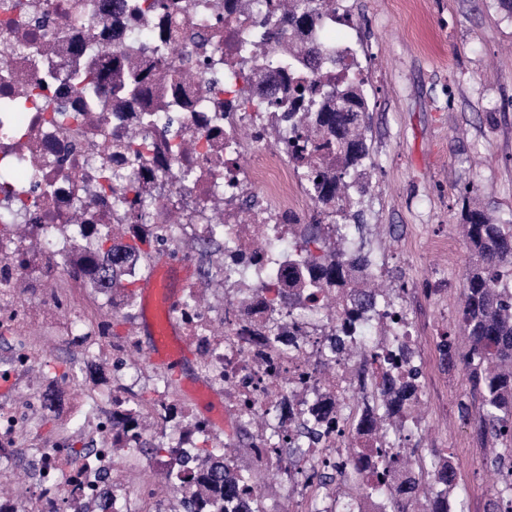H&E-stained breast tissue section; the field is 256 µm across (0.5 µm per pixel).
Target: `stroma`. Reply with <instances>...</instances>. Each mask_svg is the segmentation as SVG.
I'll return each mask as SVG.
<instances>
[{
  "instance_id": "35a3bbf8",
  "label": "stroma",
  "mask_w": 512,
  "mask_h": 512,
  "mask_svg": "<svg viewBox=\"0 0 512 512\" xmlns=\"http://www.w3.org/2000/svg\"><path fill=\"white\" fill-rule=\"evenodd\" d=\"M336 36L357 49L373 166L364 244L427 336L458 321L475 257L465 211L512 222V20L495 0H341ZM425 448L466 460L471 508L503 477L471 426L428 402Z\"/></svg>"
}]
</instances>
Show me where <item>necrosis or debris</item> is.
Wrapping results in <instances>:
<instances>
[{
	"label": "necrosis or debris",
	"instance_id": "necrosis-or-debris-1",
	"mask_svg": "<svg viewBox=\"0 0 512 512\" xmlns=\"http://www.w3.org/2000/svg\"><path fill=\"white\" fill-rule=\"evenodd\" d=\"M133 2L116 10L112 0H29L20 11L0 0V224L23 228L21 236L0 238V307L17 314L0 329L13 338L8 376L28 391L0 405V480L14 474L17 451L25 449L38 512L77 501L103 502L102 512H170L194 468L181 464L180 449L155 455L150 443L200 431L221 448L255 415L283 430L293 414L330 407L341 432L325 452L338 457L359 438L357 394L374 391L371 373L346 362L315 379L331 318L274 299L288 289L295 222L314 201L285 148L264 147L240 164L241 130L256 132L270 117L244 108L238 90L247 73L261 74L266 90L288 73L281 51L252 55L264 29L260 8L250 0H176L164 20L127 14ZM199 32L207 40V87L190 76ZM90 69L98 74L92 85L82 79ZM134 137L149 140L151 150L129 151ZM174 143L182 146L176 155ZM105 171L119 174L107 196L99 192ZM129 185L137 196L122 195ZM256 188L264 201L253 224L237 223V204ZM216 200L224 204L217 218ZM112 224L161 243L147 261L126 263L125 276L149 279L187 240L219 243L220 262L161 302H145L103 273L96 236ZM19 280L24 289H15ZM214 286L221 302H198ZM39 304L56 311L46 333L86 349L77 384L32 377L42 338L29 321ZM117 313L136 319L121 338L109 330ZM150 318L194 348L201 386L224 401L223 423L168 389L161 368L133 359ZM270 329L282 343L266 342ZM145 387L152 400L144 424L126 433L123 405ZM47 415L59 424L48 443L38 430ZM74 420L89 444L80 455L68 449ZM167 470L179 480L139 481Z\"/></svg>",
	"mask_w": 512,
	"mask_h": 512
}]
</instances>
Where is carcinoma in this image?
Masks as SVG:
<instances>
[{
    "label": "carcinoma",
    "instance_id": "cac0c4a2",
    "mask_svg": "<svg viewBox=\"0 0 512 512\" xmlns=\"http://www.w3.org/2000/svg\"><path fill=\"white\" fill-rule=\"evenodd\" d=\"M337 0H268L272 18L286 23L276 26L268 38L280 41L286 33L302 35L322 27L337 14ZM336 73L313 85H305L297 78L288 80L286 98L255 101L251 88L244 87L239 96L264 112L279 113L288 127L284 144L288 157L304 179L305 188L315 193L314 209L303 223V232L296 241L300 260L294 276L288 303L301 305L306 299L316 300L321 291L325 310L336 307L333 293L347 297L352 284L351 273L357 269L369 270L376 265L370 253L351 249L342 253L329 242L325 220L336 213V208L348 207V220L356 231L364 227L361 196L367 189L366 171L372 167L366 138L365 119L369 105L363 89L364 81L354 72L356 50L349 47L336 56ZM330 65L326 54L311 44L300 46L288 55V71L308 69L320 73ZM466 236L479 262L465 278L458 308V327L468 336V345L460 349L451 334L439 337L438 364L442 372L459 365L466 370L469 388L459 397L457 409L460 418L471 425L481 441L492 448L490 464L503 476V485L486 494L485 512H512V224H498L481 209H470L466 214ZM119 227H112L99 237V251L111 257L105 276L118 283L122 266L131 258L144 259L161 243L146 238H131L116 243ZM356 316L367 319L369 313L383 302L392 304L400 295L389 288H370L361 291ZM336 342L331 353L321 362V370L328 371L336 363V354L346 353L363 365L372 359L379 364L376 383L377 404L365 405L368 432L379 443L386 436L379 433L380 423L390 426L398 419L394 433L409 431V419L421 413L422 388L426 376V361L420 348L394 336L388 330L378 346L368 350L355 343L344 328L336 331ZM326 417L311 413L290 434L272 433L275 448L281 452L285 466H293L305 448L320 443L326 431ZM245 433L236 442L222 448L226 456L234 455L240 446H249L252 429L267 428L265 421L251 418L243 424ZM216 449L203 440L196 442V458L208 465L207 473L198 476L196 486L189 489L183 502V512H199L204 505L211 512H228L229 499L244 491L253 501H265L270 489L279 483L280 473H259L243 469L237 474L212 466ZM392 462L384 456L371 460L375 481L364 480L359 468H338L336 461L328 460L312 468L307 481L314 504L321 506L336 490V485L348 482L351 494L370 498L381 492L387 483ZM400 465L405 482L391 490L393 512H469L470 493L458 476L457 459L444 448H431L426 466L432 473L425 484L418 481L417 459L404 455ZM224 483V495L217 494L214 483Z\"/></svg>",
    "mask_w": 512,
    "mask_h": 512
}]
</instances>
